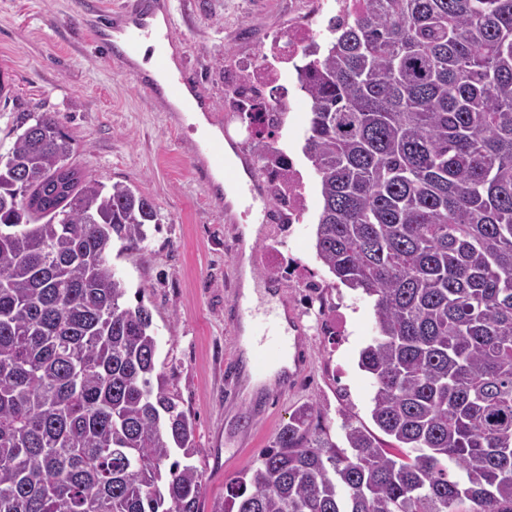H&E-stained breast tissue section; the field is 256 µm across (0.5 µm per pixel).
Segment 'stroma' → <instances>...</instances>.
Listing matches in <instances>:
<instances>
[{"label": "stroma", "instance_id": "1", "mask_svg": "<svg viewBox=\"0 0 512 512\" xmlns=\"http://www.w3.org/2000/svg\"><path fill=\"white\" fill-rule=\"evenodd\" d=\"M291 0H173L177 59L186 61L207 121L239 131V152L253 154L245 116L227 123L232 88L243 58L266 52L287 34ZM91 14L81 0H0V153L12 147L20 113L53 112L75 141L73 167L105 185L120 182L154 203L141 249H111L108 259L127 288L129 305L153 313L156 365L196 430L193 462L204 474L201 512H218L231 481L273 448L290 417L313 405L320 427L344 446V422L374 429L373 381L358 366L376 336L373 302L341 284L315 251L323 200L303 153L310 112L292 78L268 89L292 97L276 137L304 177L309 212L300 224H266L249 256L233 251L251 209L224 221V206L193 177L195 132L172 121L164 101L143 91L105 47L91 43ZM274 284L289 314L300 316L303 368L297 383L255 398L246 391L247 359L230 322L243 294V276Z\"/></svg>", "mask_w": 512, "mask_h": 512}]
</instances>
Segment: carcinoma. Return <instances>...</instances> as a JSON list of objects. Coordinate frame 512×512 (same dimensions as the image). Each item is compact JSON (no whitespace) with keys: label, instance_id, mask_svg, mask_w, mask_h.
<instances>
[{"label":"carcinoma","instance_id":"carcinoma-1","mask_svg":"<svg viewBox=\"0 0 512 512\" xmlns=\"http://www.w3.org/2000/svg\"><path fill=\"white\" fill-rule=\"evenodd\" d=\"M300 66L318 259L373 301L371 417L309 406L222 512H512V0H356ZM0 155V512H199L195 425L107 255L151 199L70 166L54 112ZM468 503L465 510L459 505Z\"/></svg>","mask_w":512,"mask_h":512}]
</instances>
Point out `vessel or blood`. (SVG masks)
Returning a JSON list of instances; mask_svg holds the SVG:
<instances>
[{
  "label": "vessel or blood",
  "instance_id": "b4317fda",
  "mask_svg": "<svg viewBox=\"0 0 512 512\" xmlns=\"http://www.w3.org/2000/svg\"><path fill=\"white\" fill-rule=\"evenodd\" d=\"M162 14L164 24L155 27L152 19L155 14ZM174 19L170 0H127L120 9L112 15V55L126 71L132 73L140 88L149 94L164 100H180L186 90L191 89L194 82L193 75L186 68H178L177 72H170L165 54H157L154 60L156 73L167 75L166 87H159L153 76L138 70L134 58L141 43L152 39L166 43H173ZM225 142L220 138L201 137L193 147L196 165L195 175L202 184H210L212 165L224 160ZM225 183L237 186L238 193L250 207L256 208L261 222H268L271 211L269 194L256 173L254 161L245 159L240 165L229 166L224 170ZM239 318L250 319L261 337V347L254 354L250 372L260 376L279 359L290 355L299 342V325L291 323L288 328H281L280 315L275 308L267 306L264 299L239 302L236 306Z\"/></svg>",
  "mask_w": 512,
  "mask_h": 512
}]
</instances>
